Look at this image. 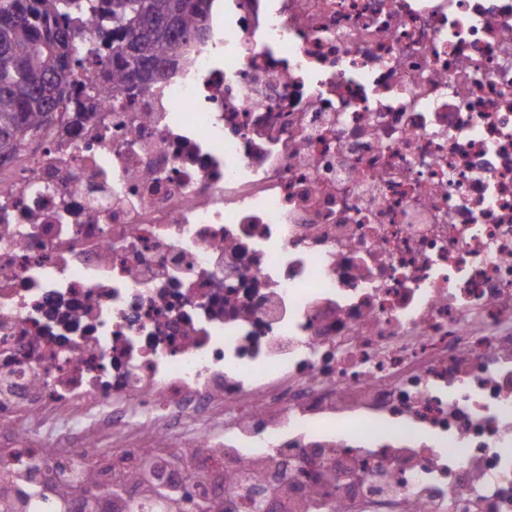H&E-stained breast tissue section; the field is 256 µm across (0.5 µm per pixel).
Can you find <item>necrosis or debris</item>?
I'll return each instance as SVG.
<instances>
[{"label":"necrosis or debris","instance_id":"1","mask_svg":"<svg viewBox=\"0 0 512 512\" xmlns=\"http://www.w3.org/2000/svg\"><path fill=\"white\" fill-rule=\"evenodd\" d=\"M85 79L0 156V453L512 512V0H224L165 80Z\"/></svg>","mask_w":512,"mask_h":512}]
</instances>
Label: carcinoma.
I'll return each instance as SVG.
<instances>
[{
  "label": "carcinoma",
  "instance_id": "1",
  "mask_svg": "<svg viewBox=\"0 0 512 512\" xmlns=\"http://www.w3.org/2000/svg\"><path fill=\"white\" fill-rule=\"evenodd\" d=\"M209 10V0H0V155L21 151L52 119L76 67L95 66L115 88L165 79L182 44L204 36ZM88 20L96 40L79 43ZM19 468L18 456L0 455V512H32V495L16 486ZM112 484L137 488L165 512H184L176 487L159 491L160 482L141 466ZM55 496L52 512H71L75 498L86 501V512H100L101 498L105 512H130L128 495L113 496L88 467L57 482Z\"/></svg>",
  "mask_w": 512,
  "mask_h": 512
}]
</instances>
